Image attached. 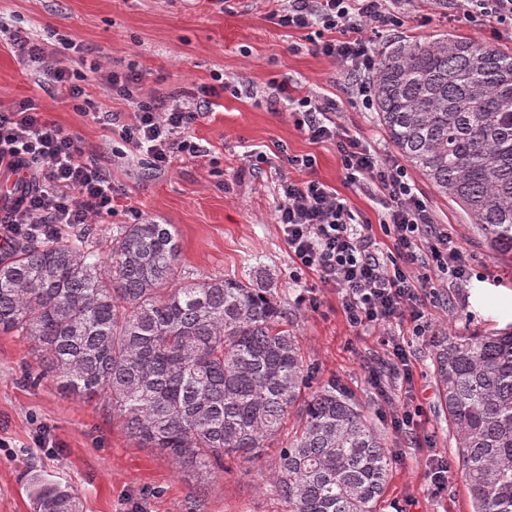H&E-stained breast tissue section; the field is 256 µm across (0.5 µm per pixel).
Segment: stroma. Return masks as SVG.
<instances>
[{
	"mask_svg": "<svg viewBox=\"0 0 512 512\" xmlns=\"http://www.w3.org/2000/svg\"><path fill=\"white\" fill-rule=\"evenodd\" d=\"M271 0H232L220 11L211 0H0V21L48 37L68 36L77 45L68 67L83 56L102 63H135L146 89L158 96L179 91L196 94L222 74L230 87L191 127L208 147V156H179L158 172L128 157L118 134L94 123L61 101L38 74L14 56L0 37V108L32 97L46 116L78 134L88 153L112 171V179L145 218L173 225L181 245L180 267L194 277L246 279L273 275L281 305L299 337L307 363L316 368L315 384L335 385L359 404L383 434L393 467L378 512H471L453 434L440 406L433 375L435 339L393 334L408 353L411 378L385 375L389 398L378 396L369 371L389 359L379 332L351 329L336 288L316 275L297 272L275 214L281 178L301 179L289 165L292 156H316L314 178L348 199L358 222L378 224L383 208L377 193L347 183L334 147L312 143L286 110L268 102L281 83L334 98L343 126L370 142L379 153L397 158L376 112L365 111L346 92V75L316 54L313 30H288L273 23ZM400 27L373 39L375 52L394 42L439 35L477 39L512 52V36L497 34L496 23L468 21L456 6L440 9L434 0H404ZM267 163L249 170L250 151ZM409 177L431 209L434 220L453 227L457 244L486 275L470 288L438 287L425 312L434 328L446 332H484L512 323V258L495 254L482 233L458 205L440 197L417 170ZM28 344L0 335V512H33L26 476L34 472L67 484L81 512H285L267 480L276 467V451L257 459L228 461L226 471L199 484L151 449L139 447L119 418L101 403H81L61 396L51 379L31 383L24 368L32 364ZM421 408V430L432 445L418 446L394 424L402 404ZM52 430L54 447L34 444L38 424ZM448 461V485L433 491L427 455Z\"/></svg>",
	"mask_w": 512,
	"mask_h": 512,
	"instance_id": "stroma-1",
	"label": "stroma"
}]
</instances>
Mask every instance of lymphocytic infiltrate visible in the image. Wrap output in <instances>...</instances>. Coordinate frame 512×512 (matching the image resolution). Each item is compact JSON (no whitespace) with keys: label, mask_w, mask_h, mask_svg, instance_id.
<instances>
[{"label":"lymphocytic infiltrate","mask_w":512,"mask_h":512,"mask_svg":"<svg viewBox=\"0 0 512 512\" xmlns=\"http://www.w3.org/2000/svg\"><path fill=\"white\" fill-rule=\"evenodd\" d=\"M397 2L288 0L287 7L273 10L271 16L284 28L318 29L322 37L315 51L346 71L352 95L369 111L374 107L370 75L375 59L366 33L400 25ZM10 45L20 63L38 72L63 100L78 103L94 122L114 127L152 169L167 168L181 154L207 156V147L189 130L201 108L211 107L212 89L201 90L198 105L192 106L177 93H145L143 77L132 63L107 68L94 59L81 70L65 66L64 58L75 49L68 37L50 42L16 30ZM92 76L103 77L113 95L127 103L129 122L84 99L82 84ZM270 106L286 107L310 141L333 146L350 184L383 195L385 214L379 225L357 223L345 197L311 178L315 157L295 158V166L307 176L281 181L275 221L297 269L340 290L343 312L354 330L405 323L410 335L429 333L424 306L435 280L446 278L465 288L484 279L457 246L450 225L434 222L403 166L345 130L335 99L299 96L284 83ZM19 172L25 175L22 188L11 203L0 207V230L7 236L56 237L95 222L107 223L120 212L110 169L87 154L80 136L45 118L30 98L0 109V176ZM377 227L393 239L394 254L380 256L373 233Z\"/></svg>","instance_id":"f902f5d3"}]
</instances>
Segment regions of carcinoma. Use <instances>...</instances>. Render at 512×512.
I'll return each instance as SVG.
<instances>
[{"instance_id":"obj_1","label":"carcinoma","mask_w":512,"mask_h":512,"mask_svg":"<svg viewBox=\"0 0 512 512\" xmlns=\"http://www.w3.org/2000/svg\"><path fill=\"white\" fill-rule=\"evenodd\" d=\"M374 108L396 150L454 201L497 254H512V55L443 35L396 42L372 73ZM0 256V334L21 336L60 394L98 400L142 446L204 484L224 460L277 448L270 487L287 512H376L392 467L382 434L307 365L270 278H177L171 224L95 225L19 236ZM439 404L471 512H512V328L444 336ZM33 512H79L40 474Z\"/></svg>"}]
</instances>
